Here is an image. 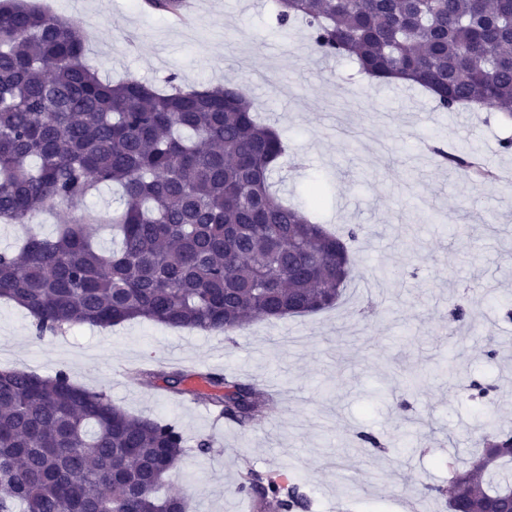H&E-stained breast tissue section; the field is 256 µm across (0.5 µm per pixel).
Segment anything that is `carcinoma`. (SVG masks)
Segmentation results:
<instances>
[{
	"label": "carcinoma",
	"instance_id": "cac0c4a2",
	"mask_svg": "<svg viewBox=\"0 0 512 512\" xmlns=\"http://www.w3.org/2000/svg\"><path fill=\"white\" fill-rule=\"evenodd\" d=\"M276 20L305 23L320 55L351 56L366 75L407 76L441 110L492 105L512 120V0H276ZM85 56L73 22L39 0H0V223L68 215L55 235L0 249V300L27 311L33 335L131 320L232 333L334 306L350 278L336 279V258L351 268L362 228L334 234L271 190L287 143L259 121L245 84H112ZM433 152L472 182L485 176ZM110 184L124 208L110 220L120 247L104 252L86 201ZM135 377L195 393L181 369ZM197 377L224 418L266 416L256 384ZM479 445L449 470L448 512L509 504L512 433L489 421ZM184 454L174 423L132 415L62 370L0 369V512H186L167 490ZM233 491L277 512L310 508L298 484L251 468Z\"/></svg>",
	"mask_w": 512,
	"mask_h": 512
}]
</instances>
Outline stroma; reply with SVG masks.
Instances as JSON below:
<instances>
[{
  "mask_svg": "<svg viewBox=\"0 0 512 512\" xmlns=\"http://www.w3.org/2000/svg\"><path fill=\"white\" fill-rule=\"evenodd\" d=\"M43 2L79 26L103 79L244 81L288 143L273 191L307 206L319 186L318 222L364 233L334 308L226 335L133 320L38 340L27 312L0 301V369L63 370L130 413L172 420L191 443L208 438L168 479L189 512H243L228 489L249 468L293 477L311 512H405L416 488L447 485L449 460L486 421L512 430V179L474 190L432 152L510 169L500 143L512 123L492 108L440 111L407 84H364L354 60L315 53L303 28L280 31L272 0H193L187 32L143 0ZM453 303L472 308L470 328L449 330ZM151 360L256 380L276 395L268 420L241 426L124 376ZM362 431L381 448L360 446Z\"/></svg>",
  "mask_w": 512,
  "mask_h": 512,
  "instance_id": "1",
  "label": "stroma"
}]
</instances>
